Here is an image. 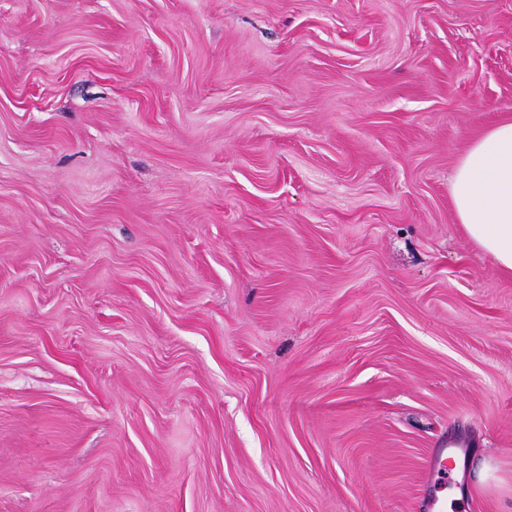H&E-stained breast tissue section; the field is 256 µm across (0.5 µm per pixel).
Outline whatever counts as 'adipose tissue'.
I'll list each match as a JSON object with an SVG mask.
<instances>
[{
	"instance_id": "adipose-tissue-1",
	"label": "adipose tissue",
	"mask_w": 512,
	"mask_h": 512,
	"mask_svg": "<svg viewBox=\"0 0 512 512\" xmlns=\"http://www.w3.org/2000/svg\"><path fill=\"white\" fill-rule=\"evenodd\" d=\"M451 193L469 239L512 275V120L472 144L456 166Z\"/></svg>"
}]
</instances>
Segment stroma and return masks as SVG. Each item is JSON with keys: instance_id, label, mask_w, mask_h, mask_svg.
<instances>
[{"instance_id": "obj_1", "label": "stroma", "mask_w": 512, "mask_h": 512, "mask_svg": "<svg viewBox=\"0 0 512 512\" xmlns=\"http://www.w3.org/2000/svg\"><path fill=\"white\" fill-rule=\"evenodd\" d=\"M509 117L512 0H0V512H512ZM451 193L469 239L512 275V120L472 144L456 166Z\"/></svg>"}]
</instances>
